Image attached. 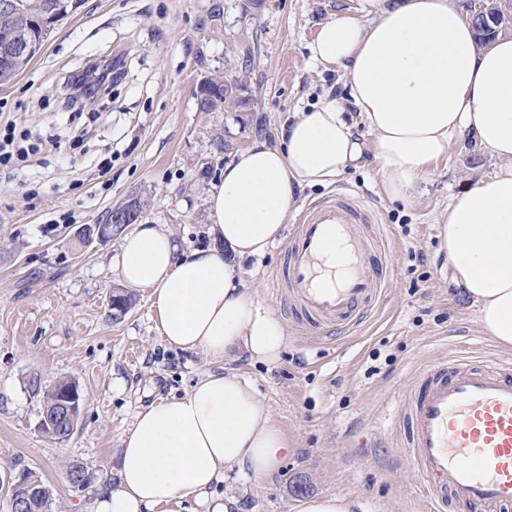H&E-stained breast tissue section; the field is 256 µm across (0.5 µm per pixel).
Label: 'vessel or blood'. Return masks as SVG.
<instances>
[{
    "instance_id": "1",
    "label": "vessel or blood",
    "mask_w": 512,
    "mask_h": 512,
    "mask_svg": "<svg viewBox=\"0 0 512 512\" xmlns=\"http://www.w3.org/2000/svg\"><path fill=\"white\" fill-rule=\"evenodd\" d=\"M385 237L346 191L307 203L285 245L272 292L314 327H355L383 285ZM401 414L399 458L418 475L433 512H512V365L439 354L413 374Z\"/></svg>"
}]
</instances>
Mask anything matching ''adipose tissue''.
Segmentation results:
<instances>
[{"label":"adipose tissue","mask_w":512,"mask_h":512,"mask_svg":"<svg viewBox=\"0 0 512 512\" xmlns=\"http://www.w3.org/2000/svg\"><path fill=\"white\" fill-rule=\"evenodd\" d=\"M314 65L343 70L349 102L331 96L300 113L278 145L253 140L208 192L210 245L184 247L162 224H139L120 246L119 279L150 291L159 335L224 366L184 396L139 410L122 437L115 481L95 512H174L193 498L206 512H231L213 495L230 469L272 478L291 443L253 384L229 364H277L285 327L251 297L242 264L281 238L298 189L335 182L361 154L346 105L372 140L384 194L407 200L451 146H476L496 171L457 195L439 222L455 283L478 324L512 348V37L477 45L471 18L449 0H360L320 25Z\"/></svg>","instance_id":"ef3b65f1"}]
</instances>
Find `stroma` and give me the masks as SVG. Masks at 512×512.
Listing matches in <instances>:
<instances>
[{
    "label": "stroma",
    "instance_id": "35a3bbf8",
    "mask_svg": "<svg viewBox=\"0 0 512 512\" xmlns=\"http://www.w3.org/2000/svg\"><path fill=\"white\" fill-rule=\"evenodd\" d=\"M357 4L83 0L0 85V129L15 124L35 147L0 167V512H10L11 484L26 470L51 489L53 512H93L136 413L184 395L219 367L159 336L148 289H132L129 311L113 320L121 240L89 243L80 228L105 223L113 206L135 198L142 221L167 225L186 246L210 244L206 194L238 151L256 138L280 143L295 113L323 95L347 98L344 73L313 65L307 44L320 24ZM248 46L256 53L249 111H200L202 81ZM91 57L119 58V74L95 104L66 112L56 89ZM494 170L488 155L451 148L400 202L382 192L366 155L335 184L297 193L300 207L346 187L389 228L390 273L377 304L347 333L311 327L273 295L282 244L244 262L246 288L279 314L287 344L276 365L243 358L233 367L254 383L294 450L271 479L225 473L215 491L236 498L234 512H297L304 499L331 494L355 502V512H430L420 481L394 456L412 371L437 350L512 362V349L484 336L452 283L439 237L452 198ZM62 378L78 383L85 404L61 442L40 422L43 395ZM73 462L95 472L94 484L71 487Z\"/></svg>",
    "mask_w": 512,
    "mask_h": 512
}]
</instances>
